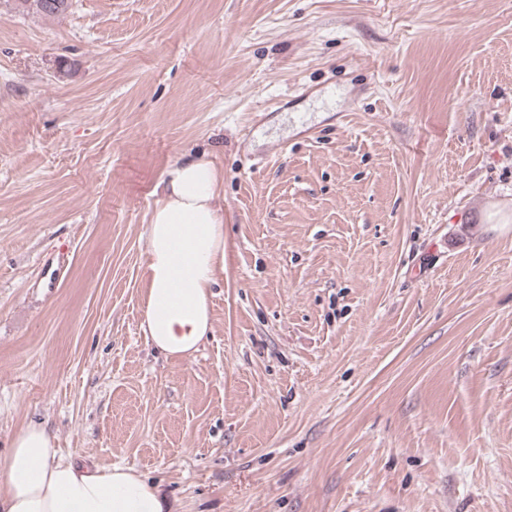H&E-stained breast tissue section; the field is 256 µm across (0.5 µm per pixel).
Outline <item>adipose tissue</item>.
Segmentation results:
<instances>
[{
    "mask_svg": "<svg viewBox=\"0 0 512 512\" xmlns=\"http://www.w3.org/2000/svg\"><path fill=\"white\" fill-rule=\"evenodd\" d=\"M146 226L148 286L141 332L167 357L187 359L212 334L211 287L224 267V220L211 161L173 163ZM0 512H164L158 489L133 468L57 457L47 430H19L0 457Z\"/></svg>",
    "mask_w": 512,
    "mask_h": 512,
    "instance_id": "ef3b65f1",
    "label": "adipose tissue"
}]
</instances>
